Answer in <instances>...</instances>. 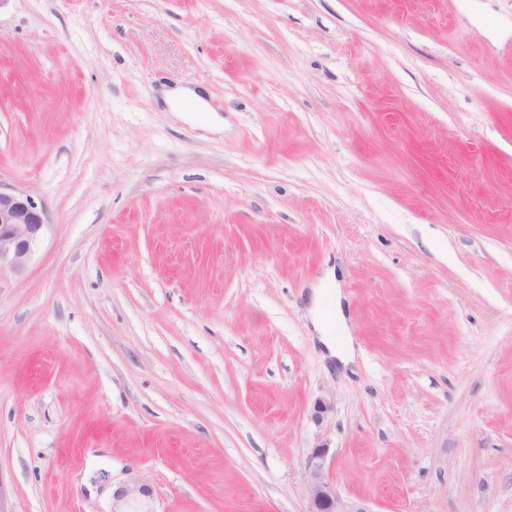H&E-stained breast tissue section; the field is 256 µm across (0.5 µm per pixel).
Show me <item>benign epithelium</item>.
Returning a JSON list of instances; mask_svg holds the SVG:
<instances>
[{
    "label": "benign epithelium",
    "mask_w": 512,
    "mask_h": 512,
    "mask_svg": "<svg viewBox=\"0 0 512 512\" xmlns=\"http://www.w3.org/2000/svg\"><path fill=\"white\" fill-rule=\"evenodd\" d=\"M47 224V212L33 196L21 190L0 189V272L20 275L27 269ZM328 454L329 448L316 447L306 458V512H375L368 501L341 495L326 469ZM149 496L146 485L133 482L119 489L117 501L128 506Z\"/></svg>",
    "instance_id": "1"
}]
</instances>
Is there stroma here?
Returning a JSON list of instances; mask_svg holds the SVG:
<instances>
[{
	"mask_svg": "<svg viewBox=\"0 0 512 512\" xmlns=\"http://www.w3.org/2000/svg\"><path fill=\"white\" fill-rule=\"evenodd\" d=\"M0 186V512H512V0H0ZM164 101L172 108L179 105L177 112H206V95L202 91H195L187 87H175L163 92ZM48 215L41 203L25 191L0 186V276L22 274L39 248ZM334 282H336V268L327 270L325 277L321 280L320 286L318 288H313L309 312L313 327L320 335L318 340L322 345L324 358H335L337 364L347 367L355 362L356 348L354 346L353 338L348 335V329L344 322L345 314L340 302V296L338 295V301L335 309L336 322L341 324V335L339 338H336V336L328 330L321 310V302L325 290L324 286H332L334 285ZM327 447L312 448L304 464L306 512H373L366 500L341 495L326 469Z\"/></svg>",
	"mask_w": 512,
	"mask_h": 512,
	"instance_id": "obj_1",
	"label": "stroma"
}]
</instances>
